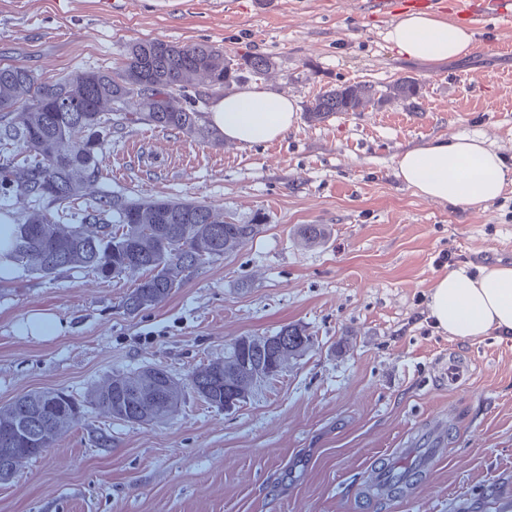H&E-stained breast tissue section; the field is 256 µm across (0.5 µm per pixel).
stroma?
Masks as SVG:
<instances>
[{
  "label": "stroma",
  "mask_w": 512,
  "mask_h": 512,
  "mask_svg": "<svg viewBox=\"0 0 512 512\" xmlns=\"http://www.w3.org/2000/svg\"><path fill=\"white\" fill-rule=\"evenodd\" d=\"M394 15L368 0H0V64L56 77L115 66L135 40L207 41L272 57L264 85L299 106L287 137L252 147L146 125L113 139L103 158L113 189L266 221L136 316L121 306L130 278L0 279V405L43 388L80 396L147 365L183 375L222 358L226 341L287 324L315 340L227 411L190 395L152 425L89 414L0 484V512H512V338H452L427 310L450 267L512 264V187L464 208L417 196L394 169L400 151L461 135L485 138L512 167V13L476 31L485 51L440 62L390 47ZM404 76L421 84L413 102L308 118L320 90ZM305 224L324 225L321 243L301 240ZM35 313L56 332L30 335ZM451 353L474 370L456 390L437 376ZM436 424L438 466L406 495L364 493L371 467L423 447ZM94 428L111 432L112 451L95 448Z\"/></svg>",
  "instance_id": "obj_1"
}]
</instances>
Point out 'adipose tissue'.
Segmentation results:
<instances>
[{"mask_svg": "<svg viewBox=\"0 0 512 512\" xmlns=\"http://www.w3.org/2000/svg\"><path fill=\"white\" fill-rule=\"evenodd\" d=\"M386 41L407 58L451 60L468 53L474 34L433 14L410 12L390 25ZM299 110L296 99L257 85L216 97L206 122L241 146L283 139ZM396 174L421 198L476 207L499 198L512 185V170L485 139L453 136L397 154ZM429 312L449 336L476 339L512 333V266L494 265L477 276L451 270L430 287Z\"/></svg>", "mask_w": 512, "mask_h": 512, "instance_id": "adipose-tissue-1", "label": "adipose tissue"}]
</instances>
